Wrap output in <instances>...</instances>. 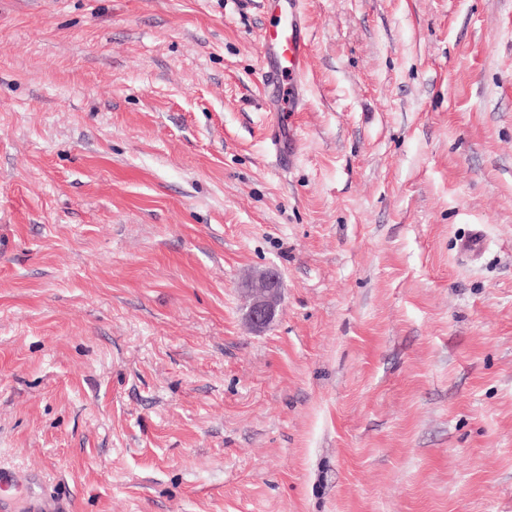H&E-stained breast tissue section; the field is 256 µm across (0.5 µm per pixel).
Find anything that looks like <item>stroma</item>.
I'll use <instances>...</instances> for the list:
<instances>
[{
    "label": "stroma",
    "instance_id": "35a3bbf8",
    "mask_svg": "<svg viewBox=\"0 0 512 512\" xmlns=\"http://www.w3.org/2000/svg\"><path fill=\"white\" fill-rule=\"evenodd\" d=\"M305 10L0 0L11 512H512V0ZM276 18L262 37L264 58L272 71L266 81L283 102L282 111L296 112L303 103L302 89L310 40L302 35L303 0H272ZM281 278L274 269H265L261 274L242 282L241 293L245 299L247 319L257 331L269 327L275 320L279 308Z\"/></svg>",
    "mask_w": 512,
    "mask_h": 512
}]
</instances>
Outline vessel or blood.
<instances>
[{
    "mask_svg": "<svg viewBox=\"0 0 512 512\" xmlns=\"http://www.w3.org/2000/svg\"><path fill=\"white\" fill-rule=\"evenodd\" d=\"M276 18L262 37L264 58L270 70L266 80L281 97L283 108L298 111L310 42L302 35L303 0H273Z\"/></svg>",
    "mask_w": 512,
    "mask_h": 512,
    "instance_id": "vessel-or-blood-1",
    "label": "vessel or blood"
}]
</instances>
